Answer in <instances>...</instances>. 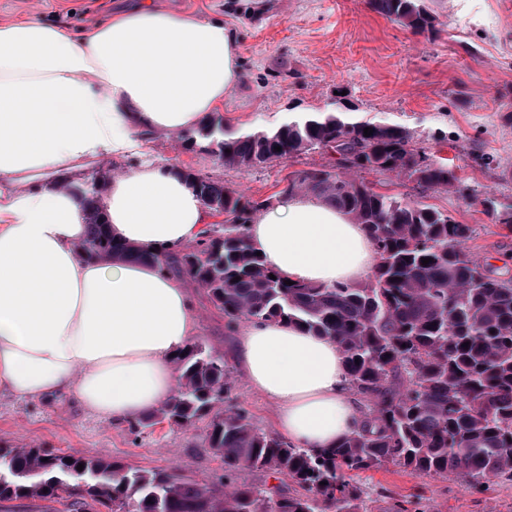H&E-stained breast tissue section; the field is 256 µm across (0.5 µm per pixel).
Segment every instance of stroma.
<instances>
[{
    "label": "stroma",
    "instance_id": "stroma-1",
    "mask_svg": "<svg viewBox=\"0 0 512 512\" xmlns=\"http://www.w3.org/2000/svg\"><path fill=\"white\" fill-rule=\"evenodd\" d=\"M136 0H0V23L38 15L71 31ZM433 34H416L372 9L369 0H161L165 9L223 21L238 42L241 79L219 117L237 136L279 127L305 112L335 110L340 99L356 118L409 129L435 156L456 166L462 184L512 197V0H427ZM150 157L223 180L246 197L277 198L289 172L320 169L335 158L315 150L254 169L224 166L217 156L186 148L178 136L143 133ZM377 191L418 200L472 225L473 255L495 266L512 258V232L457 192L424 191L406 178L369 173ZM198 344L230 356L235 339L224 313L199 300ZM232 395L253 423L274 430V408L242 374ZM52 448L105 457L139 469H164L207 482L224 468L204 426L169 423L136 435L76 404L0 396V446ZM380 499L422 497L433 512H512V483L474 490L461 478L432 479L389 465L363 474Z\"/></svg>",
    "mask_w": 512,
    "mask_h": 512
}]
</instances>
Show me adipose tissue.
I'll return each mask as SVG.
<instances>
[{
	"mask_svg": "<svg viewBox=\"0 0 512 512\" xmlns=\"http://www.w3.org/2000/svg\"><path fill=\"white\" fill-rule=\"evenodd\" d=\"M239 75L222 21L152 0L77 35L35 17L0 23V395L65 398L119 424L174 394L175 358L199 328L185 277L88 257L84 205L62 185L102 158L140 157L100 197L110 235L146 254L194 243L214 218L182 169L144 159L141 134L207 122ZM248 235L291 281L359 284L375 269L363 225L312 196H281ZM232 354L298 447L334 448L362 425L336 342L247 320Z\"/></svg>",
	"mask_w": 512,
	"mask_h": 512,
	"instance_id": "ef3b65f1",
	"label": "adipose tissue"
}]
</instances>
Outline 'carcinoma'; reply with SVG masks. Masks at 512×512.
I'll use <instances>...</instances> for the list:
<instances>
[{"label":"carcinoma","mask_w":512,"mask_h":512,"mask_svg":"<svg viewBox=\"0 0 512 512\" xmlns=\"http://www.w3.org/2000/svg\"><path fill=\"white\" fill-rule=\"evenodd\" d=\"M370 4L415 33L435 29L425 0ZM349 112H307L276 129L236 137L212 121L181 138L200 140L209 152L217 147L224 165L239 169L315 150L350 157L328 169L289 173L283 192L313 195L365 226L377 254L368 282L287 285L279 274L270 278L273 270L249 246L246 230L271 201L251 200L222 180L192 173L205 208L224 216L193 245L176 255H146L114 241L96 191L86 203L83 250L91 258L151 262L186 275L224 312L230 329L243 318L289 322L335 341L353 389L367 401L362 428L322 452L263 431L230 401L224 358L193 345L176 357L179 383L158 415L183 429L209 419L208 445L224 460L217 481L51 448L0 446V501H52L60 486L70 485L69 512H89L95 504L110 512H427L419 500L396 498L382 509L355 477L393 464L431 478L460 476L474 489L512 482V271L472 255L471 225L365 181L363 173H393L423 190L463 192L455 169L433 159L410 131ZM366 128L372 135H364ZM481 205L512 230V199L486 192ZM243 469L274 474L279 484H240Z\"/></svg>","instance_id":"obj_1"}]
</instances>
